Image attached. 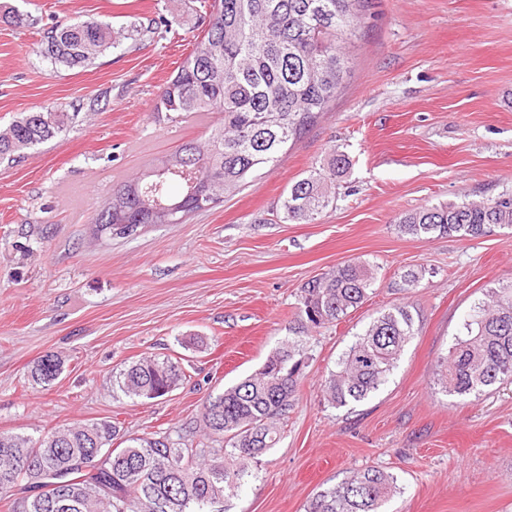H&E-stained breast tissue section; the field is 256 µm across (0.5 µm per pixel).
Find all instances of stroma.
Wrapping results in <instances>:
<instances>
[{"label":"stroma","mask_w":512,"mask_h":512,"mask_svg":"<svg viewBox=\"0 0 512 512\" xmlns=\"http://www.w3.org/2000/svg\"><path fill=\"white\" fill-rule=\"evenodd\" d=\"M36 23H0V129L40 108L72 128L0 165V432L38 436L108 420L122 438L204 443L205 402L301 342L295 401L280 439L251 466L224 512H305L351 472L394 473L386 512H512V382L448 395L438 369L489 288L512 281V228L418 239L396 215L512 188V0H373L351 76L334 106L278 165L181 224L96 234L94 200L152 155L204 142L202 120L154 110L195 48L201 0H0ZM96 17L153 22L85 68L52 66L45 29ZM350 165L312 224L282 221L288 184L327 162ZM359 260L376 281L341 321L310 327L304 283ZM424 266L419 287L402 273ZM407 304L417 333L367 400L330 404L324 385L382 310ZM202 338L194 346L192 338ZM55 352L50 387L28 367ZM145 356L177 358L188 379L158 399L116 398L109 379Z\"/></svg>","instance_id":"stroma-1"}]
</instances>
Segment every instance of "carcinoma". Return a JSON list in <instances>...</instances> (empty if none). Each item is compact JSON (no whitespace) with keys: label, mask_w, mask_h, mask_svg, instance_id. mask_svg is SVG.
<instances>
[{"label":"carcinoma","mask_w":512,"mask_h":512,"mask_svg":"<svg viewBox=\"0 0 512 512\" xmlns=\"http://www.w3.org/2000/svg\"><path fill=\"white\" fill-rule=\"evenodd\" d=\"M372 0H211L203 37L162 87L154 111L169 123L218 112L204 144L191 140L175 152L152 158L136 176L117 183L98 205L96 224H166L162 205L178 204L186 219L202 207L194 181L209 186L211 206L238 193L263 167H274L287 145L299 140L329 111L351 74L350 48L372 16ZM33 26L13 7L0 22ZM112 24L97 18L57 25L44 35L41 53L52 65L85 68L114 47ZM77 112L35 110L0 132V161H16L68 130ZM349 158L332 154L327 168L311 169L288 186L282 219L316 221L335 195L336 176ZM406 234L456 233L479 237L493 227H512V190L476 200L402 213L394 218ZM374 281L361 262L336 266L301 288L299 314L320 327L345 318L367 301ZM441 364L446 392L479 396L512 381V282L487 291L477 314L465 320ZM408 305L377 316L343 353L325 384L336 406L362 402L388 382L405 346L416 335ZM298 342L284 343L263 367L204 405L205 436L220 448H193L166 436L112 447L118 432L107 420L55 428L38 437L0 432V500L7 512H214L218 501L239 495L256 463L279 441L277 421L294 401L301 370ZM63 361L47 354L33 362L32 381L51 386ZM186 379L179 362L143 357L112 374V397L157 399ZM98 454L84 472L78 460ZM47 471L70 474L57 496L42 490ZM37 490L14 496L21 485ZM399 490L397 477L366 468L341 484L317 492L305 512H384Z\"/></svg>","instance_id":"1"}]
</instances>
